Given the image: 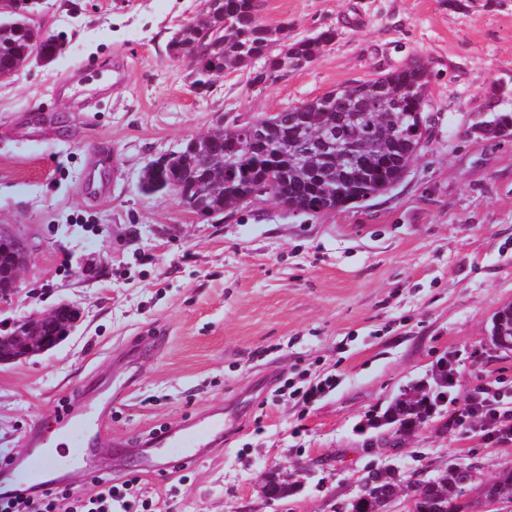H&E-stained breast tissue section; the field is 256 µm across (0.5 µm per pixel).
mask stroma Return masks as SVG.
Wrapping results in <instances>:
<instances>
[{"label": "stroma", "instance_id": "obj_1", "mask_svg": "<svg viewBox=\"0 0 512 512\" xmlns=\"http://www.w3.org/2000/svg\"><path fill=\"white\" fill-rule=\"evenodd\" d=\"M201 0H41L37 24L61 53L0 81V224L31 254L0 335L65 303L80 311L48 352L0 365V459L33 420L93 379L116 441L177 428L213 408L238 428L190 467L173 494L139 471L129 448L116 475L139 476L150 512H337L367 470L409 477L453 463L483 476L512 467V446L483 444L449 420L480 375L512 380V352L492 345L491 318L512 302V137L475 134L481 92L512 86V0H265L263 18L297 38L332 28L309 67L250 85L189 84L172 32ZM421 56L431 70L427 147L391 191L352 208L293 215L262 196L201 217L168 195L146 196L142 170L220 123H244L378 76ZM120 62L121 83L58 80L85 61ZM112 149L92 200L80 175L91 144ZM161 331L157 351L124 349ZM460 360L451 401L407 436L375 427L390 399ZM336 389L303 406L266 404L304 372ZM310 468L288 497L262 475Z\"/></svg>", "mask_w": 512, "mask_h": 512}]
</instances>
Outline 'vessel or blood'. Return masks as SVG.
Returning <instances> with one entry per match:
<instances>
[{"instance_id": "obj_1", "label": "vessel or blood", "mask_w": 512, "mask_h": 512, "mask_svg": "<svg viewBox=\"0 0 512 512\" xmlns=\"http://www.w3.org/2000/svg\"><path fill=\"white\" fill-rule=\"evenodd\" d=\"M90 168L84 169L82 177L90 197L100 196L92 177L93 166L108 163L110 155L105 144L93 146L88 151ZM111 403H98L91 399L81 387L69 389L61 405L55 410L56 427L65 441V451L56 455L48 447L41 422H34L24 435L23 448L13 457L0 462V495H10L18 489L21 473H28L32 480H40L47 470L62 473L68 470L89 471L98 475L92 465V450L100 446L97 429L105 416L111 414ZM236 428L231 419L220 413L207 414L190 420L177 430H164L152 436L151 451L140 462L144 471H152L158 460L170 462H192L201 456L203 449L220 448L226 434Z\"/></svg>"}]
</instances>
